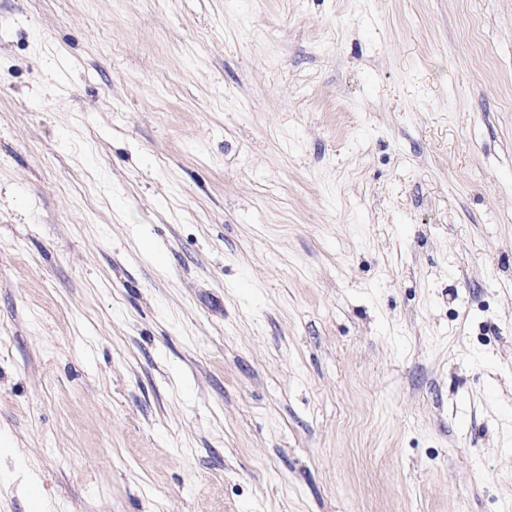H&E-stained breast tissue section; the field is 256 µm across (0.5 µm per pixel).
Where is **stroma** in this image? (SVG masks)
Wrapping results in <instances>:
<instances>
[{"instance_id": "1", "label": "stroma", "mask_w": 512, "mask_h": 512, "mask_svg": "<svg viewBox=\"0 0 512 512\" xmlns=\"http://www.w3.org/2000/svg\"><path fill=\"white\" fill-rule=\"evenodd\" d=\"M512 512V0H0V512Z\"/></svg>"}]
</instances>
